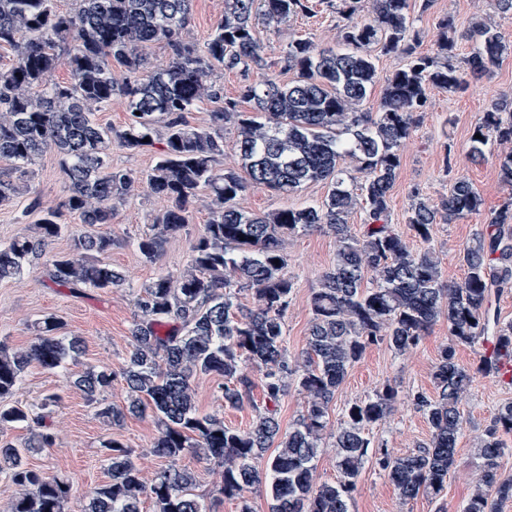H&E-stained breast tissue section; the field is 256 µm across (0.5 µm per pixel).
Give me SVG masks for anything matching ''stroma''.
Instances as JSON below:
<instances>
[{"mask_svg":"<svg viewBox=\"0 0 512 512\" xmlns=\"http://www.w3.org/2000/svg\"><path fill=\"white\" fill-rule=\"evenodd\" d=\"M409 11L414 28L420 34L418 50L422 53L433 50L436 23L445 15L454 16L462 29L469 28L479 18L491 21L512 41V18L498 14L494 0H431L426 8L422 7L421 0H409ZM341 22L330 0H318L311 13L290 18L277 30L259 28L257 36L265 47L271 74L283 82L294 78V71L288 70L285 62L292 40L307 38L319 47L341 50L337 39ZM496 103L512 106V52L503 55L487 75L470 82L463 91L448 93L430 89L427 105L414 113V131L400 150L401 166L390 203V222L412 249L419 250L425 245L412 236L404 222L413 188H420L428 201L436 205L447 195L453 177L462 175L474 184L482 198L479 212L435 226L427 244L439 254L442 280L449 284L461 282L465 276L464 246L481 225L489 223L495 213L512 200V188L504 185L498 175L501 146H487L480 161L469 158L471 132L483 113ZM29 178L45 204H57L67 194V183L53 153L36 159L29 168ZM328 189L325 182H309L296 193L286 195L260 186L248 193L242 205L254 212L299 208L321 202ZM163 208L161 200L143 192L121 206L111 224L106 225L105 230L113 241L106 259L125 272L127 282L122 287L85 288L76 292L52 283L39 260L26 266L16 278L0 281L1 343L12 349L27 347L32 340L30 324L45 315L57 318L61 335L75 334L84 340V353L78 361L67 362L56 370L32 366L18 391L6 399L10 405H26L47 393L61 395L60 407L45 420L44 430L52 434L53 443L34 451L28 461L49 475L70 480L67 512H77L95 489L108 481L102 448L107 439H117L134 451L144 480H152L165 465L164 460L152 453L158 435L154 416L129 415L118 423L103 420L96 406L90 405L81 391L69 385L71 375L85 367H107L116 378L111 388L101 394V403L117 408L125 405L127 391L120 373L132 343L134 298L143 284L160 276L175 278L184 271L190 246L210 218L208 195L206 191H199L189 224L169 237L156 258L148 261L139 253L137 243L142 236L151 233ZM285 254L288 274L295 283L285 315L284 337L288 360L293 363L301 359L306 348L312 319V292L334 261L335 239L324 230L293 235L285 242ZM448 342V322L442 319L408 352H396L381 342L366 348L361 359L349 369L330 405L329 422L313 472L315 482L339 480L332 444L344 410L349 404L372 396L383 384L395 387L397 398L390 415L369 429L368 436L373 444L402 455L429 441L430 428L414 396L419 392L435 396L432 374ZM251 377L254 387L250 402L234 409L225 407L221 398V377L195 376L191 384L196 392L198 412L217 416L232 428H249L255 419V406L264 402L260 372H252ZM509 402H512V382H503L494 375L477 376L461 403L464 424L457 447V466L449 474L447 488L440 499L420 496L406 502L400 500L383 472L369 462L352 494L350 512H461L480 475V461L475 454L477 443L492 426L498 408ZM178 464L195 474L196 492L206 512H240L245 503L251 506L252 512H270L272 500L267 484L247 489L243 499L227 498L218 491L222 480L219 467L189 452L179 458Z\"/></svg>","mask_w":512,"mask_h":512,"instance_id":"obj_1","label":"stroma"}]
</instances>
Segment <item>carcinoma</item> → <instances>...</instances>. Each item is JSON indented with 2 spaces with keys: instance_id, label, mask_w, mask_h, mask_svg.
I'll return each mask as SVG.
<instances>
[{
  "instance_id": "1",
  "label": "carcinoma",
  "mask_w": 512,
  "mask_h": 512,
  "mask_svg": "<svg viewBox=\"0 0 512 512\" xmlns=\"http://www.w3.org/2000/svg\"><path fill=\"white\" fill-rule=\"evenodd\" d=\"M56 2L0 0V48L14 52L11 66L0 71V160L21 168L52 151L68 183L65 199L45 206L29 182L0 174V204L28 197L22 217L36 215L37 229L35 237L0 245V281L43 255L46 242L63 233L66 211L92 230L74 239L71 252L45 261L48 279L71 289L118 287L126 276L105 260L112 237L94 230L112 223L117 204L140 191L167 202L153 233L137 243L151 261L168 235L189 223L199 189H208L210 199V219L191 245L187 268L175 280L156 278L135 297L132 344L122 372L127 405L98 409L113 422L152 412L159 425L152 453L167 466L148 483L132 449L116 439L104 441L109 481L82 512H142L146 500L153 512H203L195 475L177 465L187 451L222 468L226 497L266 479L271 512H349L369 458L365 430L386 416L397 391L385 384L346 409L334 442L340 479L317 484L315 461L336 391L367 346L384 342L402 353L444 318L451 339L433 372L437 396L415 395L431 428L429 443L404 455L387 448L374 453L375 465L400 499L440 497L457 463L462 399L475 374L497 373L501 353H512V322L491 314L492 289L512 284V206L477 230L463 248L464 279L447 285L437 253L410 249L389 224V200L400 148L412 133L413 114L426 106L428 90L454 93L467 76L489 73L512 48L498 27L476 21L461 31L452 16H445L437 24L434 50L422 54L414 46L408 0H342L339 39L346 50L320 49L302 38L289 42L285 61L296 76L286 83L267 77L244 86L241 98L251 104L247 113L224 98L213 71L269 69L257 28L275 29L311 11L312 0H224V13L201 51L185 40L193 0H75L68 12L58 11ZM461 40L476 43L464 70L452 63ZM157 42L171 50L162 64L144 53ZM377 50L403 55L406 64L387 78L380 111L373 115L361 107L375 84ZM60 68L68 71L69 81L54 80ZM115 99L128 110V122L116 132L93 120ZM205 99L224 101V109L212 113L211 126L195 127L184 113ZM162 120L165 138L151 172L140 179L112 170V138L128 149L146 147L144 139H154ZM228 123L238 130L237 163L220 171V128ZM492 142L509 147L500 157V171L512 187L511 111L496 107L484 113L470 137L471 157H482ZM345 157L362 175L360 184L338 168ZM317 181L330 184L318 205L259 214L240 206L252 187L290 193ZM411 196L405 223L425 243L436 225L477 212L482 204L464 176L453 179L438 206L418 188ZM358 208L366 219L357 233L349 219ZM317 228L335 237L336 256L312 294L307 348L293 369L283 347L294 288L284 244L291 235ZM241 288L252 291L255 307L238 302ZM59 329L58 320L48 315L34 323L29 347L11 350L0 344L1 399L16 391L32 365L55 370L81 356V338L60 336ZM476 343L491 344L492 354L474 370L460 366L456 348ZM249 365L262 372L265 398L253 424L239 430L214 415H199L191 379L197 374L224 378V406L238 408L253 386ZM290 376L307 405L284 433L270 405L279 401ZM114 378L107 368L89 366L71 383L97 405ZM60 401L48 394L32 406L1 404L0 426L41 425ZM511 433L512 403H506L476 448L481 475L462 512H494L495 505L512 501V478L501 475V435ZM50 445L47 432L31 434L20 446L0 441V473L20 490L12 512H65L69 482L27 460L31 449Z\"/></svg>"
}]
</instances>
